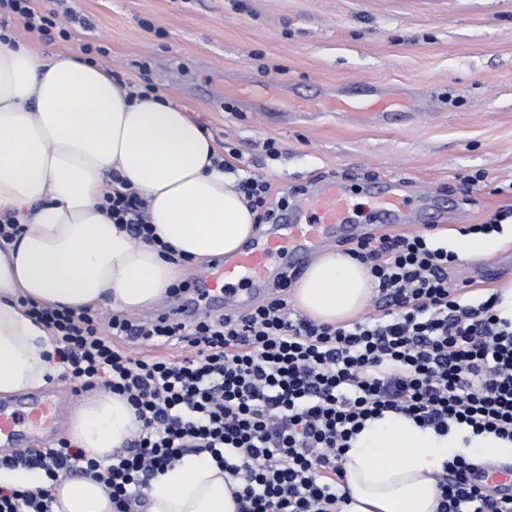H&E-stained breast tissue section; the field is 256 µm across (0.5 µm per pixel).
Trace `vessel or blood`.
Segmentation results:
<instances>
[{
  "mask_svg": "<svg viewBox=\"0 0 512 512\" xmlns=\"http://www.w3.org/2000/svg\"><path fill=\"white\" fill-rule=\"evenodd\" d=\"M322 100L328 111L344 113L357 122L379 125L391 114L388 98L378 93L328 92ZM361 192L374 200L376 218L386 223L422 224L432 219L437 209L434 195L420 193L409 178L368 183ZM352 213V190L340 181L324 182L292 204L266 234L215 262L202 285L214 296L223 297L225 310H246L253 293L272 291L284 279L281 259L304 266L319 256L333 236L357 232ZM60 413L58 402L48 396L31 401L22 413L1 408L0 440H13L24 423L35 432L46 428ZM472 480L498 494L512 495V465H486Z\"/></svg>",
  "mask_w": 512,
  "mask_h": 512,
  "instance_id": "b4317fda",
  "label": "vessel or blood"
}]
</instances>
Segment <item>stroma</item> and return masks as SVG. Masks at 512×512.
<instances>
[{"instance_id":"35a3bbf8","label":"stroma","mask_w":512,"mask_h":512,"mask_svg":"<svg viewBox=\"0 0 512 512\" xmlns=\"http://www.w3.org/2000/svg\"><path fill=\"white\" fill-rule=\"evenodd\" d=\"M88 25L53 42L0 17L43 60L100 45L122 82L148 81L257 163L275 198L337 177L352 185L410 177L442 205L436 238L456 246L462 228L512 206V0H68ZM270 85L264 111L219 82ZM373 85L395 118L364 125L328 112L288 115L287 88L321 92ZM275 139L278 159L263 144ZM483 174L473 189L464 177ZM512 277V244L457 261L464 302Z\"/></svg>"}]
</instances>
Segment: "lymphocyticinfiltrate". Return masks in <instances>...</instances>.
I'll return each instance as SVG.
<instances>
[{"label": "lymphocytic infiltrate", "instance_id": "obj_1", "mask_svg": "<svg viewBox=\"0 0 512 512\" xmlns=\"http://www.w3.org/2000/svg\"><path fill=\"white\" fill-rule=\"evenodd\" d=\"M44 36L68 38L58 11L0 0ZM234 188L259 222L273 223L270 183L243 168ZM106 211L134 241H154L147 201L132 189ZM376 312L343 326L290 308L286 286L243 313L143 322L30 303L51 330L63 377L103 386L133 407L136 429L108 466L69 441L0 459L1 467L79 471L101 481L114 512H133L150 480L184 456L209 453L241 477L239 512H336L343 458L367 421L404 414L438 433L466 427L512 441V321L493 311L498 293L461 303L448 282L456 254L433 235L360 237ZM182 348L177 358L134 357L129 338ZM477 461L459 455L438 475L439 512H512V497L472 485Z\"/></svg>", "mask_w": 512, "mask_h": 512}]
</instances>
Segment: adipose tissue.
<instances>
[{
	"label": "adipose tissue",
	"instance_id": "adipose-tissue-1",
	"mask_svg": "<svg viewBox=\"0 0 512 512\" xmlns=\"http://www.w3.org/2000/svg\"><path fill=\"white\" fill-rule=\"evenodd\" d=\"M216 149L180 107L130 99L104 68L70 55L35 58L0 40V214L23 232L0 248V398L25 394L54 375L52 337L28 302L73 311L101 305L152 308L181 279V267L237 251L255 214L213 160ZM119 174L148 203L158 244L134 242L101 208ZM371 295L364 264L328 250L294 285L298 310L320 323L356 318ZM135 427L127 400L106 390L74 412L70 437L107 465ZM512 461V442L491 434L462 443L388 413L368 421L347 449L345 498L336 512H438L436 477L455 455ZM0 485L50 489L52 512H113L104 484L84 475L0 468ZM239 478L206 453L158 474L142 512H237Z\"/></svg>",
	"mask_w": 512,
	"mask_h": 512
}]
</instances>
